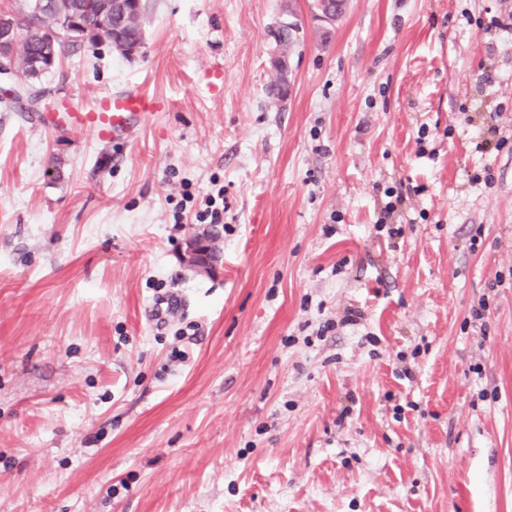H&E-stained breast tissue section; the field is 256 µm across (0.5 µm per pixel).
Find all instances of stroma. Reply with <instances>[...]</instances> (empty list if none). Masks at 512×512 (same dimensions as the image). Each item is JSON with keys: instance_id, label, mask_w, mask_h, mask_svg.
I'll list each match as a JSON object with an SVG mask.
<instances>
[{"instance_id": "stroma-1", "label": "stroma", "mask_w": 512, "mask_h": 512, "mask_svg": "<svg viewBox=\"0 0 512 512\" xmlns=\"http://www.w3.org/2000/svg\"><path fill=\"white\" fill-rule=\"evenodd\" d=\"M143 26L40 83L164 99L137 138L0 101V512H512V0H348L326 38L314 0H146ZM290 14L294 18L291 24L278 25L277 29L273 32L275 48L280 58H285L288 55V50L293 48L300 41V34L302 31V21L294 16L293 12ZM185 244L186 247L181 255L182 263L201 271L208 268V265L212 263V261L208 257L209 251L206 248V243L190 236Z\"/></svg>"}]
</instances>
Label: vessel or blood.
<instances>
[{
	"mask_svg": "<svg viewBox=\"0 0 512 512\" xmlns=\"http://www.w3.org/2000/svg\"><path fill=\"white\" fill-rule=\"evenodd\" d=\"M165 108L159 98L140 89H127L102 96L93 108L73 106L62 114L44 113L43 119L55 127L86 131L105 141L133 135Z\"/></svg>",
	"mask_w": 512,
	"mask_h": 512,
	"instance_id": "vessel-or-blood-1",
	"label": "vessel or blood"
}]
</instances>
